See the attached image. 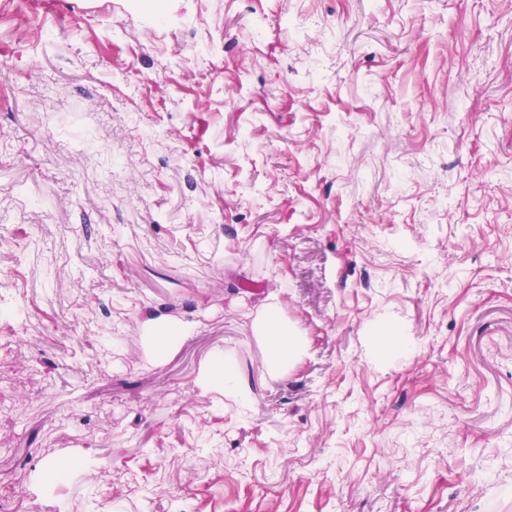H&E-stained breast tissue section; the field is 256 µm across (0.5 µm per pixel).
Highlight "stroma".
<instances>
[{
  "instance_id": "35a3bbf8",
  "label": "stroma",
  "mask_w": 512,
  "mask_h": 512,
  "mask_svg": "<svg viewBox=\"0 0 512 512\" xmlns=\"http://www.w3.org/2000/svg\"><path fill=\"white\" fill-rule=\"evenodd\" d=\"M55 2L0 0L21 512H512V0ZM262 321L254 322L252 330L259 333L265 344L268 370L277 372L288 369V365L301 355V336H297L290 328L283 327L274 314L265 316ZM204 385L225 394H236L243 390L235 373L224 368L223 361L212 360L208 363L203 374Z\"/></svg>"
}]
</instances>
